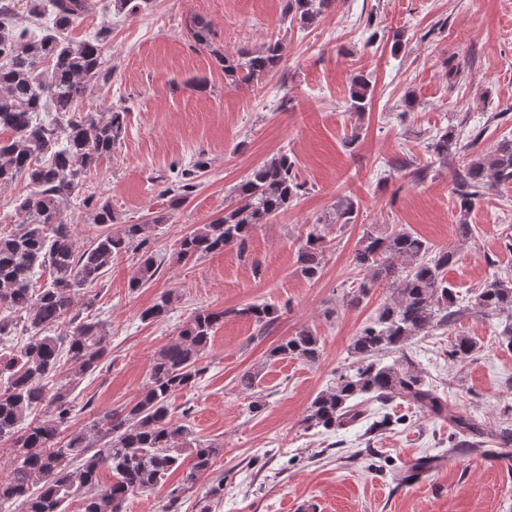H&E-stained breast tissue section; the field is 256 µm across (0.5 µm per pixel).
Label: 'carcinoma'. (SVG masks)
<instances>
[{
	"label": "carcinoma",
	"instance_id": "cac0c4a2",
	"mask_svg": "<svg viewBox=\"0 0 512 512\" xmlns=\"http://www.w3.org/2000/svg\"><path fill=\"white\" fill-rule=\"evenodd\" d=\"M110 2L115 10L129 14L149 5V0ZM333 2L287 0L286 9L292 18L309 24ZM93 6V0H28V14L42 25L36 35L20 22L14 0H0V134H9L0 138V186L24 179L32 187L16 203L20 228L0 235V337L19 329L29 335L17 354L5 364L0 362V444H8L14 454L8 476L0 480V503H16L22 512H67L77 498L82 512H126L131 495L181 469V487L163 510L173 512L179 495L210 472L221 445L195 438L187 425L174 418L171 398L204 374V354L225 317L248 318L263 334L277 319V309L254 303L196 312L175 339L155 352L148 383L133 404L74 427V389L96 370L110 344L107 324L87 321L76 309L80 291L103 278L115 258L130 252L141 258L128 287L137 291L149 284L160 266L149 252L150 239L156 225L167 221L158 215L150 224H122L114 230L112 205L99 200L91 217L100 231L80 249L73 225L60 220L86 174L112 153L125 133V113L95 116L77 109L92 87L106 85L112 78L105 57L110 29L104 27L80 41L68 37L76 20ZM190 34L196 45L210 50L224 77L233 82L258 81L283 67L276 40L258 49L222 52L213 48L212 27L203 18L193 19ZM368 98L369 83L353 78L351 109L364 111ZM46 110L54 112L49 120L41 117ZM454 139L452 129L433 139L430 149L440 162L448 161ZM294 166L284 153L255 168L233 188L234 204L224 215L180 240L177 261L197 260L229 244L245 246L252 229L288 210L299 196L302 184ZM492 181L512 183V139L500 140L491 154L471 160L460 175V237H468L471 225L466 215ZM356 217V207L348 201L335 210L330 222L352 224ZM324 241L320 227L313 225L298 254L303 274L313 277L322 268ZM453 258V252L405 230L364 232L355 252L360 278L353 281L350 303L360 304L377 288L388 289L390 299L355 336L354 361L310 403L302 419L305 428H347L361 420L362 403L404 398L426 415L449 420L459 435L454 448L501 456V449L512 445V428L490 434L478 421L454 414L414 360L406 356L400 363L383 360L387 353H404L406 343L428 329L452 325L466 311L491 319L512 308L511 276L495 278L467 301L459 300L445 277ZM43 271L49 279L39 286L37 275ZM177 299L172 290L161 294L141 319L166 317ZM61 326L66 327L62 335L57 333ZM271 356L315 363L321 356L320 338L303 327L276 345ZM63 357L69 363V377L49 388L45 380L56 375ZM491 439L498 449L488 447ZM439 460L438 456L418 458L400 480L416 478ZM105 472L111 473L108 483L102 482Z\"/></svg>",
	"mask_w": 512,
	"mask_h": 512
}]
</instances>
